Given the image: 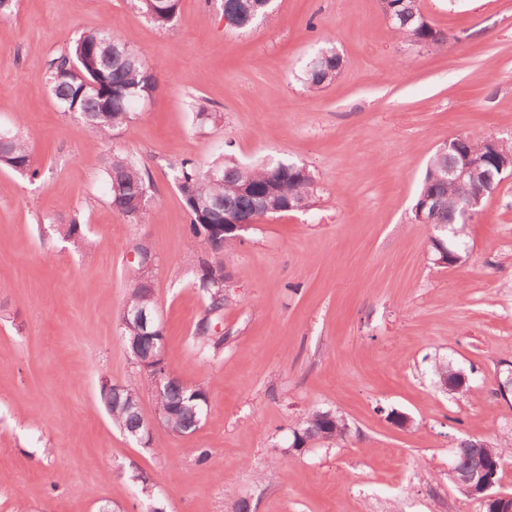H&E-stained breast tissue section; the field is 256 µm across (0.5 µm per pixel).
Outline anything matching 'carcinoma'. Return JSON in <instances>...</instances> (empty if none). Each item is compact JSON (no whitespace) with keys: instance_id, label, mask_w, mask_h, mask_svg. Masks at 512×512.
<instances>
[{"instance_id":"obj_1","label":"carcinoma","mask_w":512,"mask_h":512,"mask_svg":"<svg viewBox=\"0 0 512 512\" xmlns=\"http://www.w3.org/2000/svg\"><path fill=\"white\" fill-rule=\"evenodd\" d=\"M141 9L161 29L173 22L179 0H139ZM384 12L391 16V27L402 41L414 46L444 44L448 36L435 29L422 15L419 0H382ZM269 0H222L221 7L228 23L247 29L264 19L270 11ZM105 44L93 47L77 38L66 50L48 64V82L58 107L78 114L84 126L102 139L112 130L132 119L136 109L159 91V79L147 68L140 53L125 49V44L106 32ZM341 61L334 53L327 54L314 66H306L301 76L311 92L335 81ZM487 136L462 135L460 148L482 153L488 148ZM456 153L434 152L425 168L414 208L425 202L434 208V224L444 227V234L432 240L434 257L448 256V262L465 250L467 224L460 211L448 207V194L455 192L451 184L436 179L437 173L451 168ZM31 148L21 136L0 132V168L14 172L31 170ZM110 193V205L126 207L129 218L137 220L141 212L132 206L134 200L148 197L150 176L142 161L120 150H114L103 165ZM173 179L190 214L191 240L204 238L216 252L230 248L240 240V232L221 234L216 228L224 217L252 219L257 215H274L292 207L307 210L315 204V181L310 171L292 163L262 161L244 166L232 157L216 160L201 170L188 161L173 166ZM151 270L140 261L128 267L129 291L124 306L134 308L148 301L146 279ZM197 285L206 292L208 305L194 330V347L203 354L224 346L226 337L214 332V321L224 308V265L204 262L200 266ZM114 425L131 439L142 434V410L133 406L136 388L129 386L121 396L101 394ZM156 407L173 414V423L181 433L199 427L208 412L209 400L201 384L188 385L181 380L170 383L156 397ZM342 416L331 410H314L304 417L299 428L292 431L290 446L300 448L313 439L338 441L346 437ZM456 465L465 471H491L502 463L496 448L482 441L465 445L455 457Z\"/></svg>"}]
</instances>
